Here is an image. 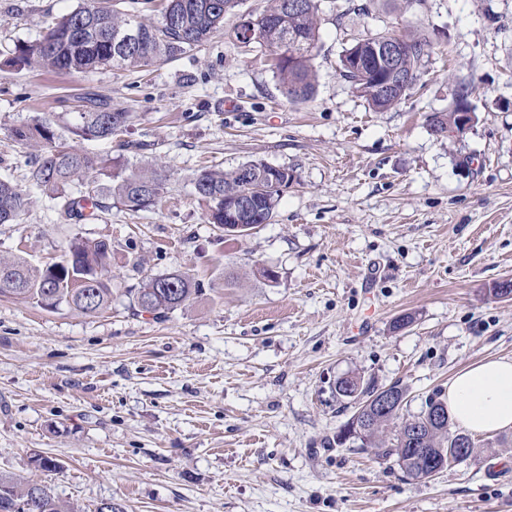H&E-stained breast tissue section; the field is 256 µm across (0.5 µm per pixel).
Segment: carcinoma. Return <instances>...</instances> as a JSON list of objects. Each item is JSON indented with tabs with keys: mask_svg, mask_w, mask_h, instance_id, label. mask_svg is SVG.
Listing matches in <instances>:
<instances>
[{
	"mask_svg": "<svg viewBox=\"0 0 512 512\" xmlns=\"http://www.w3.org/2000/svg\"><path fill=\"white\" fill-rule=\"evenodd\" d=\"M163 15L174 23L167 27L145 22L141 12L122 13L111 0H91L66 15L52 20L42 37L34 42L15 46L13 55L23 63H34L54 72L72 73L112 68L147 67L160 59L180 56L205 43L223 27L224 16L234 12L240 0H166ZM296 11L288 10V0H271L265 13L245 17L235 27V39L246 46L257 44L276 55L275 74L288 99L295 103L309 101L315 92V74L310 61L318 39V0H300ZM127 30L141 35L138 46L127 51L114 48L115 39ZM400 41L405 51L400 59L401 70L414 79L421 62L428 55L430 41L415 34H397L382 30L370 32L354 40L349 49L364 55L372 46ZM290 56L282 57L283 49ZM351 87L375 111H384L404 100L413 85H399L388 96L378 91L373 77L352 72L343 75ZM132 113L122 109L99 107L80 112L69 132L84 139H110L123 132L132 122ZM455 120L453 112H437L428 117V124L437 134L446 131ZM14 141L21 145L31 142L39 147L29 170V180L37 187L56 193L65 199L64 214L77 220L95 219L106 209L99 200L100 188L94 174L109 166L108 195L131 211L149 209L158 202L164 181L154 168L128 169L109 159H98L71 146L65 135L53 129L52 123L34 118L12 130ZM244 166L252 170V179L244 181L240 169L230 172L204 168L194 180L196 195L210 203L208 223L224 226V205L241 194H252L254 205L236 213V224H256L269 220L275 211L280 190L273 181L283 183L291 174L273 172L271 165L250 161ZM88 181L86 191L77 197L66 194V188L76 179ZM28 199L21 189L0 180V224L16 221L25 212ZM112 263V242L106 239L74 237L58 262L38 266L24 257L0 258V275L7 276L11 287L0 288V296L35 303L47 310L65 305L81 314H97L112 304V280L104 271ZM202 293L200 281L182 271H171L149 277L136 290L134 305L141 312L155 317L173 312ZM349 419L336 433V444L342 445L344 432L360 441L361 447L378 448L383 458H395L409 476L429 478V459L437 448H453L459 439L471 435L455 427L453 422L437 424L425 417L403 414V407L393 412L376 413L366 428L354 430ZM40 498L39 512H70L50 489L33 480L0 478V512H18V505L30 498Z\"/></svg>",
	"mask_w": 512,
	"mask_h": 512,
	"instance_id": "cac0c4a2",
	"label": "carcinoma"
}]
</instances>
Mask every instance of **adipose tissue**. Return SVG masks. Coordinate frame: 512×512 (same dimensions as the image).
<instances>
[{
    "label": "adipose tissue",
    "mask_w": 512,
    "mask_h": 512,
    "mask_svg": "<svg viewBox=\"0 0 512 512\" xmlns=\"http://www.w3.org/2000/svg\"><path fill=\"white\" fill-rule=\"evenodd\" d=\"M453 422L471 433L512 431V357L459 371L442 395Z\"/></svg>",
    "instance_id": "1"
}]
</instances>
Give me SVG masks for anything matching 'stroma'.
<instances>
[{
    "label": "stroma",
    "mask_w": 512,
    "mask_h": 512,
    "mask_svg": "<svg viewBox=\"0 0 512 512\" xmlns=\"http://www.w3.org/2000/svg\"><path fill=\"white\" fill-rule=\"evenodd\" d=\"M84 0H0V179L29 199L0 224V256L59 260L80 235L112 242V305L95 315L0 297V477L34 480L95 512H512V431L478 434L466 461L408 477L358 442L333 444L355 411V373L407 391L415 415L462 368L512 356V0H320L313 98L288 100L268 50L224 27L146 68L59 74L14 62ZM389 29L432 44L401 104L373 111L340 75L354 38ZM471 88L476 121L433 134L427 118ZM135 113L89 155L156 165L157 207L65 217L28 179L36 147L15 126L64 130L88 98ZM262 161L292 183L268 224L225 236L194 192L201 167ZM275 271L276 280L261 277ZM182 270L201 296L164 318L133 288ZM412 321L403 328L402 315ZM59 468H35V456Z\"/></svg>",
    "instance_id": "35a3bbf8"
}]
</instances>
